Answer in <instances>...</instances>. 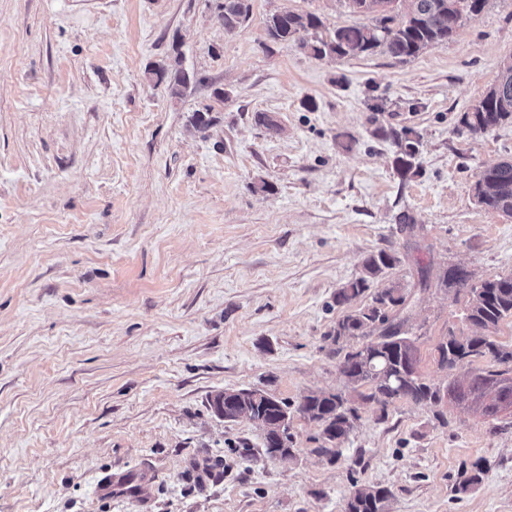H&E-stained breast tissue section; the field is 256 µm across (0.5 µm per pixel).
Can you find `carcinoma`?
I'll return each mask as SVG.
<instances>
[{
  "label": "carcinoma",
  "instance_id": "obj_1",
  "mask_svg": "<svg viewBox=\"0 0 512 512\" xmlns=\"http://www.w3.org/2000/svg\"><path fill=\"white\" fill-rule=\"evenodd\" d=\"M356 14L373 16V23L341 26L324 37L306 39L305 35L323 26L313 12L282 10L266 20V33L274 42L296 43L312 56L354 57L376 52L394 58H411L426 48L448 41L466 18L480 14L486 0H407L403 21L394 24L393 4L397 0H343ZM251 0H223L218 19L224 30L231 33L250 19ZM150 73L166 81L172 96L181 95L194 75L180 65H156ZM512 123V61L503 64L497 82L483 96L481 104L463 113L461 124L473 133H485L497 126ZM399 153L396 169L405 179L413 173L418 141L413 130L406 129L397 137ZM477 203L512 217V159H505L479 171L474 183ZM401 259L393 252L380 250L367 255L362 262V275L348 282L336 293V305L350 304L365 293L370 283L381 281L396 269ZM436 286L446 290L467 288L469 300L464 319L473 328L467 336L449 334L438 345L440 363L453 370L483 359L487 368L468 372L466 389L457 388L458 379L448 384V393L458 399L486 395L488 386H494V396L484 407L487 416H494L500 408L512 406V383L500 379L498 366L512 369V347L497 341L499 325L512 320V273L490 275L474 279L461 266L443 269ZM406 303L404 287L389 282L372 295L371 302L349 310L336 321L327 334L338 345L336 352H344L340 372L363 401L376 402L382 412L397 399H409L417 404L440 401V389L427 383L418 372L415 341L402 330L400 312ZM373 337L369 342L344 350L340 342L352 338ZM254 388H243L233 399L239 407L250 411V418L265 416L266 408L252 399ZM296 411L320 427L321 452L338 458V445L353 430L359 419L357 410L348 405L340 393L310 391L303 395ZM391 492L386 488L363 485L355 488L346 502L345 512H387Z\"/></svg>",
  "mask_w": 512,
  "mask_h": 512
}]
</instances>
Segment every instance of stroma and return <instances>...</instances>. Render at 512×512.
Returning <instances> with one entry per match:
<instances>
[{
    "mask_svg": "<svg viewBox=\"0 0 512 512\" xmlns=\"http://www.w3.org/2000/svg\"><path fill=\"white\" fill-rule=\"evenodd\" d=\"M218 3L0 0V512H343L361 485L389 489V512H512V408L360 401L333 462L300 414L294 456L270 458L255 423L210 406L346 391L335 296L381 249L418 370L447 388L436 347L469 334V294L417 269L512 273V219L473 195L512 124L459 123L512 60V0L404 60L266 36L280 9L362 23L342 0H252L232 34ZM176 56L198 81L175 98L147 71ZM116 473L132 493L101 491ZM397 146L399 153L396 159V169L401 178L405 179L410 174H415L413 171L415 156L418 152V141L415 138L413 130L406 129L402 132L401 136L397 135Z\"/></svg>",
    "mask_w": 512,
    "mask_h": 512,
    "instance_id": "obj_1",
    "label": "stroma"
}]
</instances>
